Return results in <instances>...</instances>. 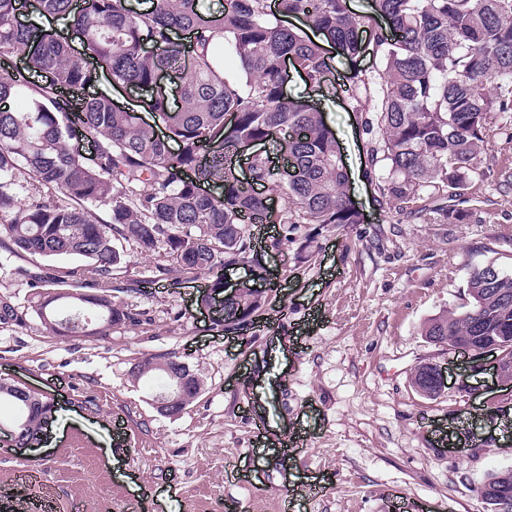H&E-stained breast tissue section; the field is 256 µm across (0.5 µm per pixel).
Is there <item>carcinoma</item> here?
Instances as JSON below:
<instances>
[{
  "label": "carcinoma",
  "mask_w": 512,
  "mask_h": 512,
  "mask_svg": "<svg viewBox=\"0 0 512 512\" xmlns=\"http://www.w3.org/2000/svg\"><path fill=\"white\" fill-rule=\"evenodd\" d=\"M20 2L0 0V269L31 288V308L56 338L140 325L114 300L119 238L145 253L165 247L171 264L156 268L153 284L175 272L189 281L205 274L220 295L224 269L251 252L245 223L282 225L273 248L299 224L363 223L322 113L285 98L286 61L310 89L340 92L365 114L381 209L435 224L471 221L465 190L496 114L512 111V0H369L362 13L349 0H222L217 11L202 0H151L143 12L129 0H83L77 11L73 0H36L38 17L62 28L22 23ZM378 17L391 31L373 35L378 77L355 68L342 85H326V52L312 32L353 61L366 51L360 33ZM226 51L238 61L231 77ZM103 78L143 96L123 105L100 88ZM79 134L93 140L94 156L71 145ZM260 145L287 155L283 169L269 168ZM237 159L256 186L237 177ZM44 188L65 201L36 200ZM15 257L80 265L47 273L15 266ZM464 270L471 315H438L423 335L512 336V307L482 296L486 288L511 293L512 270L486 274L469 260ZM261 304V293L241 286L224 326ZM2 321L22 322L8 296L0 297ZM173 359L145 357L131 375L155 372L167 389ZM4 400L25 431L42 427L39 411L0 379Z\"/></svg>",
  "instance_id": "obj_1"
}]
</instances>
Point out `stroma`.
<instances>
[{"label":"stroma","mask_w":512,"mask_h":512,"mask_svg":"<svg viewBox=\"0 0 512 512\" xmlns=\"http://www.w3.org/2000/svg\"><path fill=\"white\" fill-rule=\"evenodd\" d=\"M324 119L342 140L351 166L361 224L299 225L294 243L272 249L278 229L252 240L267 270V300L258 321L277 322L292 344L279 356L288 370L281 412L305 434V456L285 462L251 437L246 419L264 402L270 342L255 325L233 330L201 306L206 276L165 288L150 280L166 263L116 240L117 301L143 313L141 326L108 336L61 339L43 334L28 306L29 288L0 279L23 323L0 324V377L27 382L53 399L51 437L35 458L0 446V512H279L286 493L296 512H486V472L512 467L503 433L483 422L498 396L491 371L465 375L462 358L427 342L424 323L465 306L467 251L491 238H512V112L497 114L480 171L468 186L475 218L466 224L389 220L364 178L368 137L343 98L326 101ZM173 352L200 379L199 396L181 414L161 415L152 396L160 377L137 380L138 358ZM436 362L448 384L436 398L412 385L418 365ZM468 376L477 394L458 389ZM476 420L482 450L457 452L462 423ZM241 458L247 482L224 479L226 457ZM41 469L38 486L22 483V467ZM321 484V499L305 496ZM179 492L161 501L167 488Z\"/></svg>","instance_id":"obj_1"}]
</instances>
